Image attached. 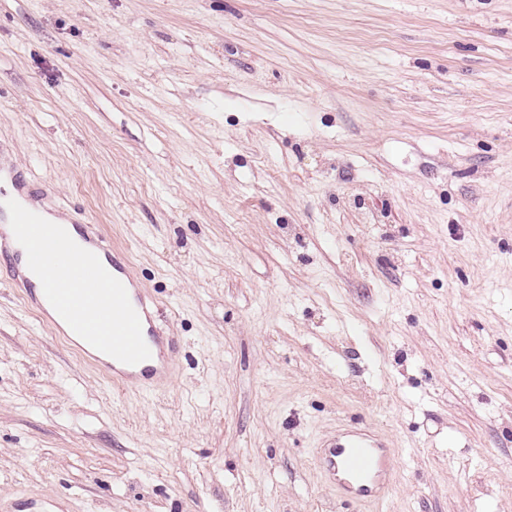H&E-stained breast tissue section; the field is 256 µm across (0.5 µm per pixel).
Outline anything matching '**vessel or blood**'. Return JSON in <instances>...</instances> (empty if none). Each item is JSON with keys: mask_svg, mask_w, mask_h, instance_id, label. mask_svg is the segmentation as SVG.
Returning <instances> with one entry per match:
<instances>
[{"mask_svg": "<svg viewBox=\"0 0 512 512\" xmlns=\"http://www.w3.org/2000/svg\"><path fill=\"white\" fill-rule=\"evenodd\" d=\"M5 240L19 245L26 266L37 271L45 269L48 253L65 256L73 249L64 233L48 231L36 213H22L18 203L1 200L0 242ZM42 293L63 314L73 335L108 354L105 367L114 380L145 390L167 369L169 343L157 340L151 350L142 340L144 325L154 320V305L142 296L130 299L122 278L108 276L91 263L74 269L66 287L44 280ZM319 467L345 495L380 504L386 499L394 464L388 448L352 430L346 441L325 443Z\"/></svg>", "mask_w": 512, "mask_h": 512, "instance_id": "1", "label": "vessel or blood"}]
</instances>
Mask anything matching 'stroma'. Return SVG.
<instances>
[{"instance_id":"obj_1","label":"stroma","mask_w":512,"mask_h":512,"mask_svg":"<svg viewBox=\"0 0 512 512\" xmlns=\"http://www.w3.org/2000/svg\"><path fill=\"white\" fill-rule=\"evenodd\" d=\"M6 167L177 349L115 385L0 257V512H512V0H0ZM345 442H322L319 467L328 481L345 495L376 504L386 500L394 464L389 449L378 446L358 430Z\"/></svg>"}]
</instances>
